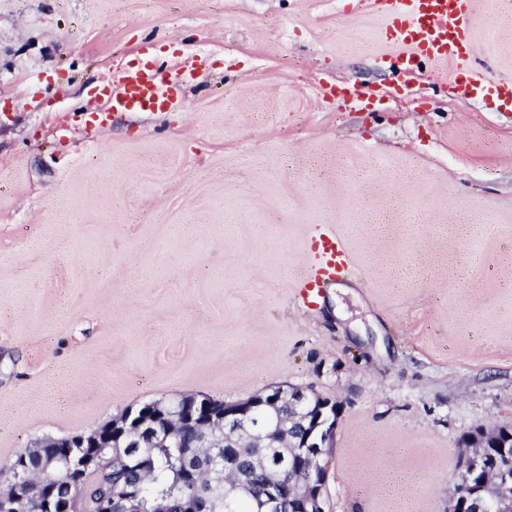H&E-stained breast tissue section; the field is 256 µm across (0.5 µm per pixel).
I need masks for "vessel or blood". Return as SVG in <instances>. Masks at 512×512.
<instances>
[{
  "label": "vessel or blood",
  "mask_w": 512,
  "mask_h": 512,
  "mask_svg": "<svg viewBox=\"0 0 512 512\" xmlns=\"http://www.w3.org/2000/svg\"><path fill=\"white\" fill-rule=\"evenodd\" d=\"M385 25L383 38L406 44L412 56L434 60H456L453 91L465 98L496 96L503 107L512 109V83L486 82L471 69V0H375ZM111 109L119 111L163 110L172 102L161 73L149 60L126 70L118 89L104 87ZM319 269L303 291L314 297L322 281L335 279L350 268L346 245L332 230L314 241Z\"/></svg>",
  "instance_id": "1"
}]
</instances>
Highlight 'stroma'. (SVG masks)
Instances as JSON below:
<instances>
[{
	"label": "stroma",
	"mask_w": 512,
	"mask_h": 512,
	"mask_svg": "<svg viewBox=\"0 0 512 512\" xmlns=\"http://www.w3.org/2000/svg\"><path fill=\"white\" fill-rule=\"evenodd\" d=\"M512 82V0H473ZM373 0H0V469L184 395L342 408L326 512H448L512 428V112ZM168 112H113L142 49ZM361 101H353L352 93ZM352 270L302 296L316 229Z\"/></svg>",
	"instance_id": "stroma-1"
}]
</instances>
